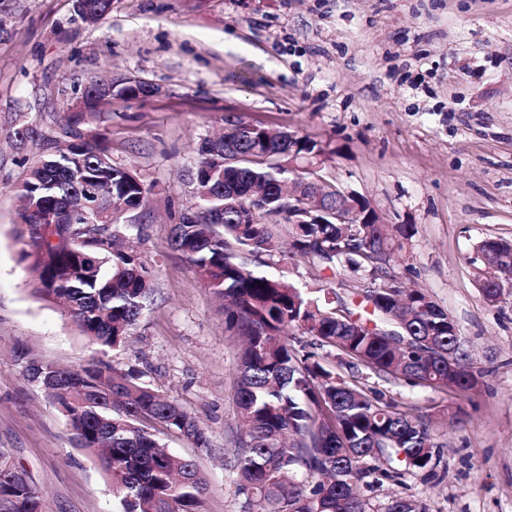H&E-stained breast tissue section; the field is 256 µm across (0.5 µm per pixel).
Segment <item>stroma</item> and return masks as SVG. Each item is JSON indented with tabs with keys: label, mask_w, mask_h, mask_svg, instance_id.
Returning <instances> with one entry per match:
<instances>
[{
	"label": "stroma",
	"mask_w": 512,
	"mask_h": 512,
	"mask_svg": "<svg viewBox=\"0 0 512 512\" xmlns=\"http://www.w3.org/2000/svg\"><path fill=\"white\" fill-rule=\"evenodd\" d=\"M74 0H0V454L42 493L46 512H115L97 460L23 376L26 359L75 367L92 348L55 304L32 292L17 259L15 187L37 154L16 131L59 139L67 108L93 79L132 78L158 96L112 101L91 123L115 164L152 189L136 221L154 268L153 304L130 343L109 352L136 366L207 430L197 456L204 512H245L234 467L241 342L195 268L170 248L192 203L200 140L233 115L326 146L328 180L364 195L389 224L417 232L393 274L447 310L477 378L431 392L365 369L354 380L424 415L441 446L433 477L365 490L373 512L392 497L426 512H512V295H480L476 254L512 241V0H112L95 26Z\"/></svg>",
	"instance_id": "35a3bbf8"
}]
</instances>
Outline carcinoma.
Here are the masks:
<instances>
[{
	"mask_svg": "<svg viewBox=\"0 0 512 512\" xmlns=\"http://www.w3.org/2000/svg\"><path fill=\"white\" fill-rule=\"evenodd\" d=\"M80 14L95 25L112 0H88ZM89 111L65 116L66 144L35 160L16 190L23 228L15 236L18 262L33 274V291L61 304L97 356L63 369L29 361L28 380L53 379L45 394L66 416L78 447L93 454L112 484L116 512H203L207 478L197 460L173 454L163 437L178 434L192 447L210 448L207 432L176 401L144 381V373L104 360L124 346L130 330L152 304V266L138 248L135 213L151 188L112 161L105 136H85ZM225 136L203 139L196 149L193 204L173 227L171 249L196 268L205 287L224 302L225 327L243 337L236 405L240 422L235 468L239 490L252 512H371L361 487L378 474L396 480L408 469L429 474L439 463L438 445L426 420L299 355L294 332L338 352L339 364L401 379L413 387L464 392L474 387L465 364L448 375V350L460 352L448 313L428 294L410 290L392 310L379 289L358 305L331 290L321 296L282 274L257 269L289 252L341 279L371 271L388 275L394 253L416 234L413 224L288 222L293 177L310 179L306 164L325 155L317 142L224 119ZM245 160L224 167V139ZM88 185L102 191L95 207L75 214ZM490 265L512 244L486 238L477 246ZM512 277L502 269L480 280L484 298L500 293ZM0 512H45L39 492L0 459ZM385 512H424L416 501L394 497Z\"/></svg>",
	"mask_w": 512,
	"mask_h": 512,
	"instance_id": "cac0c4a2",
	"label": "carcinoma"
}]
</instances>
